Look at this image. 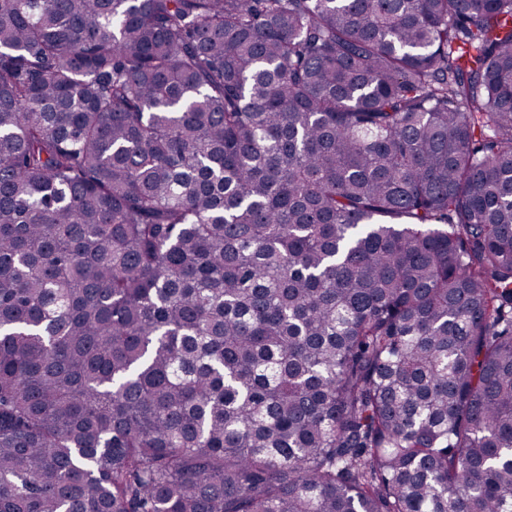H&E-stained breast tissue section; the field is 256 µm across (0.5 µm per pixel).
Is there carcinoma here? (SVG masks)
I'll return each mask as SVG.
<instances>
[{"instance_id": "carcinoma-1", "label": "carcinoma", "mask_w": 512, "mask_h": 512, "mask_svg": "<svg viewBox=\"0 0 512 512\" xmlns=\"http://www.w3.org/2000/svg\"><path fill=\"white\" fill-rule=\"evenodd\" d=\"M0 512H512V0H0Z\"/></svg>"}]
</instances>
